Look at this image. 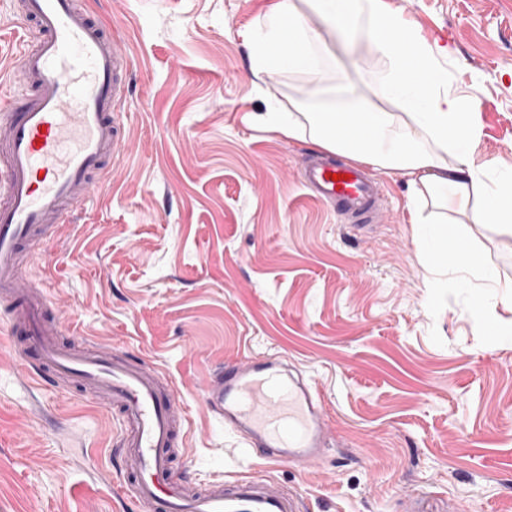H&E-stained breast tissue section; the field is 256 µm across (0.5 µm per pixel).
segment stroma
<instances>
[{
	"label": "stroma",
	"mask_w": 512,
	"mask_h": 512,
	"mask_svg": "<svg viewBox=\"0 0 512 512\" xmlns=\"http://www.w3.org/2000/svg\"><path fill=\"white\" fill-rule=\"evenodd\" d=\"M132 59L125 148L98 195L29 268L49 278L68 328L118 346L174 382L189 414L190 475L260 476L299 512H512V318L493 293L429 267L407 177L378 171L386 213L357 229L309 198L315 145L269 129L272 108L388 109L387 61L329 36L319 78H257L247 40L277 0H78ZM448 48L451 89L477 94L476 155L512 164V0H382ZM22 33L0 0V99L17 85ZM512 281V233L473 226ZM0 322V512H137L112 494L119 435L78 386L26 384ZM278 354L328 402L337 450L322 465L242 450L202 399L215 369ZM478 325L480 332L491 338H511L512 319L487 318L479 314Z\"/></svg>",
	"instance_id": "1"
}]
</instances>
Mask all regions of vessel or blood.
I'll return each instance as SVG.
<instances>
[{"label": "vessel or blood", "instance_id": "1", "mask_svg": "<svg viewBox=\"0 0 512 512\" xmlns=\"http://www.w3.org/2000/svg\"><path fill=\"white\" fill-rule=\"evenodd\" d=\"M12 4L28 30L17 54V87L0 104V313L24 373L38 387L64 382L100 394L120 425L114 453L122 464L112 482L140 512H298L295 492L264 479L196 484L176 477L189 418L174 383L145 361L61 344L57 324L45 320L43 281L20 286L23 258L50 228L69 223L123 148L119 115L132 61L107 25L75 0ZM301 184L349 223L380 217L382 189L365 167L312 155L302 163ZM203 400L246 451L268 462L307 467L334 448L320 395L281 357L248 356L216 369Z\"/></svg>", "mask_w": 512, "mask_h": 512}]
</instances>
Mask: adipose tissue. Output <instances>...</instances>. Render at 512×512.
Returning a JSON list of instances; mask_svg holds the SVG:
<instances>
[{
  "label": "adipose tissue",
  "mask_w": 512,
  "mask_h": 512,
  "mask_svg": "<svg viewBox=\"0 0 512 512\" xmlns=\"http://www.w3.org/2000/svg\"><path fill=\"white\" fill-rule=\"evenodd\" d=\"M312 15L369 41L388 60L384 93L395 109L272 112L268 123L291 137L309 135L320 148L355 162L403 172L412 188H423L470 223L511 226L512 167L476 158L472 146L480 123L474 96L449 88L448 72L440 64L444 48L424 41L381 0H278L259 19L249 42L254 73L320 74L327 47L308 24ZM352 123L359 135H341V128ZM421 249L434 269L457 275L464 285L477 278L492 292H512V283L485 269L469 238L454 225L425 226Z\"/></svg>",
  "instance_id": "1"
}]
</instances>
